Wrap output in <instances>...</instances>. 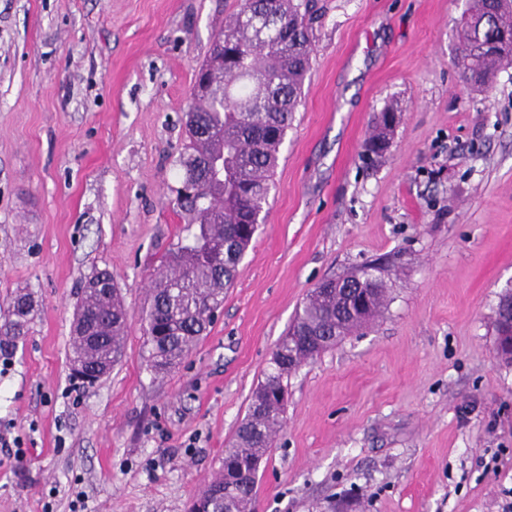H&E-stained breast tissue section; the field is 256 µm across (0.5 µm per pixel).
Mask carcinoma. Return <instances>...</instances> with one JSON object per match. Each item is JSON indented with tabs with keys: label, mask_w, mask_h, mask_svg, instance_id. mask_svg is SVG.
<instances>
[{
	"label": "carcinoma",
	"mask_w": 512,
	"mask_h": 512,
	"mask_svg": "<svg viewBox=\"0 0 512 512\" xmlns=\"http://www.w3.org/2000/svg\"><path fill=\"white\" fill-rule=\"evenodd\" d=\"M318 0H241L214 38L209 58L195 80L210 94L192 97L185 113L188 143L175 166L170 187L183 214L187 242H178L151 278L141 328L148 350L147 368L164 374L178 366L224 306V290L234 282L238 264L263 222L277 160L288 126L301 101L310 68L312 24ZM512 34V0H468L461 22L457 65L462 81L477 89L492 84L512 67V47L490 53L481 45ZM378 116L369 144H384L393 128ZM85 277L75 317L93 336V346L73 342V374L115 365L124 345L116 327L128 312L117 285L92 288ZM342 285L316 286L288 332L276 346L272 371L255 389L231 448L204 491L196 498L212 512H252L256 478L238 481L230 471L265 457L270 440L283 425L278 393L302 364L335 347L374 320L386 306L385 268H362L339 278ZM34 300L19 293L0 306V356L13 353L29 333Z\"/></svg>",
	"instance_id": "1"
}]
</instances>
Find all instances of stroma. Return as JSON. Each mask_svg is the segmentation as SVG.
I'll use <instances>...</instances> for the list:
<instances>
[{
	"instance_id": "1",
	"label": "stroma",
	"mask_w": 512,
	"mask_h": 512,
	"mask_svg": "<svg viewBox=\"0 0 512 512\" xmlns=\"http://www.w3.org/2000/svg\"><path fill=\"white\" fill-rule=\"evenodd\" d=\"M269 210L182 364L146 366L140 314L184 223L169 188L195 73L240 0H0V302L31 291L0 371V512H188L297 308L395 257L378 320L288 379L255 512H512V68L454 59L464 0H320ZM399 111L375 168L376 116ZM112 272L121 361L71 375L80 283Z\"/></svg>"
}]
</instances>
